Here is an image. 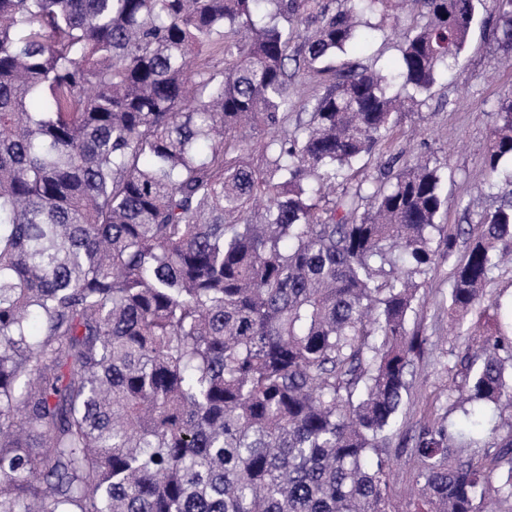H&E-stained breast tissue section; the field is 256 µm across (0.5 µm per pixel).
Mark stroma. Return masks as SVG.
<instances>
[{"mask_svg":"<svg viewBox=\"0 0 512 512\" xmlns=\"http://www.w3.org/2000/svg\"><path fill=\"white\" fill-rule=\"evenodd\" d=\"M510 92L512 52L504 51L491 38L488 23L481 20L459 57L455 76L437 83L423 104L401 115L398 131L385 151L402 155L407 162L421 155L437 162L448 198L439 223L470 226L475 212L485 206L480 190L489 178L486 153L499 123L496 104ZM471 241V236H461L450 256L437 251L431 271L420 278L418 300L408 325L427 336L431 348L417 368L399 415L397 436L414 429L427 411L428 398L448 384V372L439 357L459 349L462 338L442 301L448 294L453 264L464 257Z\"/></svg>","mask_w":512,"mask_h":512,"instance_id":"35a3bbf8","label":"stroma"}]
</instances>
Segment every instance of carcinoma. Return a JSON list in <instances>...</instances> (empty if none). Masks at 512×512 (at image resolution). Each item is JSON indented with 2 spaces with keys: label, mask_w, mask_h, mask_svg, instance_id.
<instances>
[{
  "label": "carcinoma",
  "mask_w": 512,
  "mask_h": 512,
  "mask_svg": "<svg viewBox=\"0 0 512 512\" xmlns=\"http://www.w3.org/2000/svg\"><path fill=\"white\" fill-rule=\"evenodd\" d=\"M405 2L0 0V512L512 509V334L479 332L512 174L449 277L469 325L447 400L471 428L421 423L414 494L392 498L428 342L407 328L416 277L434 235L451 254L463 229L437 223L430 159L349 171L448 77L481 12L512 47V0H415L397 68L332 64ZM212 46L224 69L194 65ZM304 76L322 83L307 120L267 138ZM497 112L492 175L512 96Z\"/></svg>",
  "instance_id": "1"
}]
</instances>
